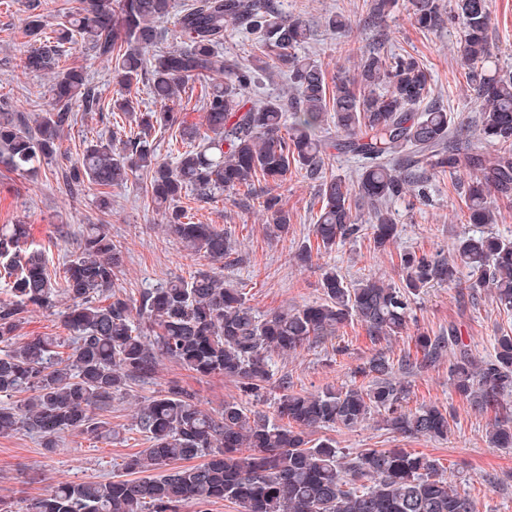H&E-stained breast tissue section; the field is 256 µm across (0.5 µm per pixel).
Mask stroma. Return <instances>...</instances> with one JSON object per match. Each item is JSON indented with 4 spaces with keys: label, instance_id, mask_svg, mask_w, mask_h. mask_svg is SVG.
<instances>
[{
    "label": "stroma",
    "instance_id": "stroma-1",
    "mask_svg": "<svg viewBox=\"0 0 512 512\" xmlns=\"http://www.w3.org/2000/svg\"><path fill=\"white\" fill-rule=\"evenodd\" d=\"M27 0H0V99L14 111H45L51 100L50 76L26 69L27 38L24 19ZM285 11L302 16L313 29L303 51L322 62L329 76L353 72L362 50L372 47L390 53H410L421 59L430 75L433 98L463 125L476 126L481 108L466 90L458 59L459 28L451 21L431 31L414 27L407 0H398L393 14L378 24L366 25L365 0H282ZM490 51L493 61L512 67V0H490ZM351 19L347 32L325 26L329 15ZM109 109L79 115L64 132L63 155L52 168L28 177L0 168V225L26 224L34 246L50 247L54 267H62L89 225L103 224L124 256L114 285L117 294L135 298L147 288L206 268L203 258L189 254L164 230V217L137 184L110 189L109 210H100L98 189L85 186L77 195L64 188L62 172L80 155L84 140L109 138L113 130ZM470 172L459 166L454 177L429 176L422 190L390 204L388 212L398 226V238L386 250H374L366 234L319 252L312 263L296 261L299 246L312 238L321 204L317 183L305 172L289 173L283 184L268 182L260 193L225 192L211 200L183 199L190 217L232 235L235 252L224 263L227 284L240 288L256 314L290 309L320 301L324 270L336 268L347 281L376 278L400 286L406 272L400 256L414 252L430 257L448 256L465 234L476 233L468 224L463 197L458 193ZM280 198L291 222L278 237L267 230L270 216L266 197ZM463 291L445 285L421 289L411 301L406 332L378 343L370 342L359 322H351L335 336L275 359L279 373L288 376L295 392H319L330 387L369 385L360 369L378 352L399 358L413 346L417 332L432 334L456 327L465 345L478 358H489L495 336L512 331V311L502 310L490 297L465 301ZM450 356L410 372L397 371L395 380L408 384V408L430 402L451 413L447 439L404 438L373 419L352 430L316 428L312 439L331 438L337 447L355 454L366 448H404L435 460L458 487L476 503L478 512H512V449L494 448L486 432L490 415L475 412L454 391L449 379ZM176 382L195 391L201 407L221 411L225 400L238 397L234 382L216 375L198 378L178 364L163 362L148 383L133 385L129 395L116 398L103 419L108 433L91 440L76 432L62 435L54 452L40 445L36 434L19 432L0 437V499L22 505L42 495L57 482L105 481L121 472L126 457L144 451L148 443L134 423V408L143 398Z\"/></svg>",
    "mask_w": 512,
    "mask_h": 512
}]
</instances>
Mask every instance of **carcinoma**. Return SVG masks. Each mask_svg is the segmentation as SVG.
Returning <instances> with one entry per match:
<instances>
[{"label": "carcinoma", "instance_id": "obj_1", "mask_svg": "<svg viewBox=\"0 0 512 512\" xmlns=\"http://www.w3.org/2000/svg\"><path fill=\"white\" fill-rule=\"evenodd\" d=\"M490 0H455L460 20L459 62L467 91L480 101L476 135L452 124L448 111L432 103L423 63L406 54L362 50L353 74L327 80L322 64L298 53L312 30L299 15L282 11L279 0H191L176 14L182 45L152 58L144 51L164 39L162 22L172 0H79L48 32L41 0H30L24 30L31 42L26 67L53 79L52 102L42 113L13 112L0 106V166L34 174L61 156L65 128L79 112L101 110V96L81 65L60 66L66 46L84 44L111 64L120 91L110 110L135 123L108 141L85 140L81 156L65 172V185L78 193L89 183L101 189L140 181L158 209L168 210L166 230L193 255L211 265L233 254L230 237L211 224H196L179 206L191 191L200 200L254 185L262 177L288 179L291 167L321 172L328 139L318 130L330 122L343 136L339 149L366 164L349 182L322 177V206L313 224L317 247L296 252L301 264L313 251L329 250L363 231L353 202L370 208L369 240L386 250L397 237L387 206L415 190L428 174L470 169L462 185L468 221L493 224L499 205H512V72L490 65ZM365 23L376 25L395 0H368ZM442 0H409V15L420 30L441 22ZM256 35L257 51L245 62L224 56L228 26ZM288 78V91L250 106L242 92L260 79ZM147 85L159 108L143 112L133 87ZM205 81L202 100L206 132L187 124L169 102L189 82ZM170 133L183 151L176 165L155 158L152 134ZM478 139L486 147L472 144ZM269 233L288 230L290 217L280 199L269 196ZM25 224L0 227V394L27 392L21 407L0 405V436L20 431L38 435L42 447L77 431L103 436L99 414L127 394L138 379L156 375L168 360L200 378L233 380L241 398L224 401L214 415L200 407L196 393L172 384L139 403L136 427L150 443L123 463L133 479L59 482L49 493L27 501L22 512H181L192 502L198 512L217 500L238 503L243 512H476L433 461L403 448H366L350 457L336 442L315 443L314 427L360 426L374 415L407 437L448 436V410L437 404L414 410L404 402L410 387L393 380L395 370H412L453 354L449 366L454 391L475 411L494 415L489 443L512 447V333L495 337L493 354L477 360L455 330L448 335L420 332L416 354L393 360L378 353L365 375L375 383L341 386L317 393L288 392V378L275 377L273 356L333 336L355 319L373 343L408 326L411 298L432 284H465L471 300L486 294L512 310V241L493 234L458 239L452 255H400L407 270L399 287L368 278L349 283L336 270L323 275L322 301L256 316L244 293L224 285L219 273L198 270L175 277L133 299L116 294L121 246L106 225L92 224L63 264L49 268L46 248L28 247ZM467 269L463 282L459 272ZM57 314L70 333V352L60 341L35 337L17 344L16 332L29 307ZM277 388L273 413L258 409ZM201 458L203 462L193 463ZM183 461L185 465L173 467Z\"/></svg>", "mask_w": 512, "mask_h": 512}]
</instances>
